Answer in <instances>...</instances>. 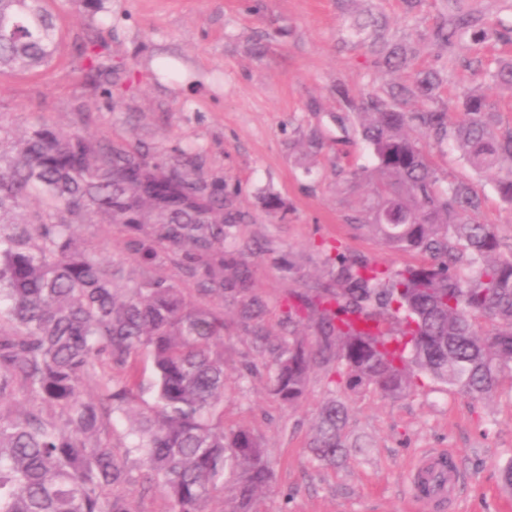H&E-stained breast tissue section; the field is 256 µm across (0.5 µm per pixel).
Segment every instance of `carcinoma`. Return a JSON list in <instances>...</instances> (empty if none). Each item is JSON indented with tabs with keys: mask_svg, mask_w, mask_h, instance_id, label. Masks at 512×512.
<instances>
[{
	"mask_svg": "<svg viewBox=\"0 0 512 512\" xmlns=\"http://www.w3.org/2000/svg\"><path fill=\"white\" fill-rule=\"evenodd\" d=\"M436 23L440 47L478 45L466 0ZM352 27L380 67L397 70L413 50L389 37L386 20L366 13ZM62 36L47 0H0V74H36L57 59ZM94 98L112 107L117 68L96 34L75 45ZM434 69L418 72L363 101L347 100L362 117V135L387 180L368 233L386 247L431 255V261L382 267L340 246L325 247V279L288 292L285 323L306 321L315 341L269 342L271 392L297 403L316 367H336L354 386L399 396L421 375L475 399L512 376V250L478 218L481 198L467 183L444 182L423 141L453 143L467 164L497 172L496 189L512 203V132L498 134L477 89L454 102L436 95ZM464 119L448 124V113ZM87 106L64 130L38 119L7 154L0 152V403L15 390L23 409L0 410V512H137L127 488L129 464L144 471L141 492L158 491L169 512H209L228 489L229 512H256L273 463L250 429L224 430V308L192 301L231 299L244 323L265 311L254 294L255 271L235 228L248 215L224 185L209 180L200 157L150 151L107 135L84 134ZM38 209L25 213L31 195ZM121 224L124 255L106 261L73 233L77 219ZM146 268L139 279L125 265ZM497 323L490 334L476 321ZM152 359L154 402L134 408L135 361ZM94 383L95 394L82 387ZM130 421L124 457L113 451L114 421ZM348 413L330 399L309 442L334 462L347 447Z\"/></svg>",
	"mask_w": 512,
	"mask_h": 512,
	"instance_id": "cac0c4a2",
	"label": "carcinoma"
}]
</instances>
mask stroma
<instances>
[{
	"label": "stroma",
	"instance_id": "1",
	"mask_svg": "<svg viewBox=\"0 0 512 512\" xmlns=\"http://www.w3.org/2000/svg\"><path fill=\"white\" fill-rule=\"evenodd\" d=\"M479 26L491 27L479 46L443 51L423 42L442 0H53L63 33L62 52L39 75H0V146L10 147L37 118L70 127L84 101V78L74 58L77 39L100 33L119 73L112 105L89 104L84 129L140 146L201 155L209 178L224 183L248 220L239 235L250 245L256 291L266 301L263 324L279 335L295 279L323 273L319 244L334 240L383 266L424 262L421 253L389 250L355 229L352 219L372 201L376 162L348 99L385 90L424 68L447 72L440 97L455 100L477 85L483 66L512 62V0H469ZM386 16L395 40L417 52L412 68L374 67L350 29L352 16ZM322 148L309 149L311 134ZM451 181L474 186L480 218L512 247V205L499 196L491 173L469 166L451 147L432 151ZM282 206L267 213L264 200ZM78 235L103 258L122 254L121 225L82 222ZM297 265L295 278L279 257ZM225 302L224 426L251 429L270 448L275 476L257 512H436L415 497L408 470L424 453L451 452L461 486L449 512H512V491L501 468L512 460V380L488 399L475 400L432 379L397 397L347 388L325 370L310 377L292 407L269 392L270 357L252 343ZM249 371L247 381L239 372ZM348 409L353 444L336 463L314 460L307 446L320 406L328 399Z\"/></svg>",
	"mask_w": 512,
	"mask_h": 512
}]
</instances>
